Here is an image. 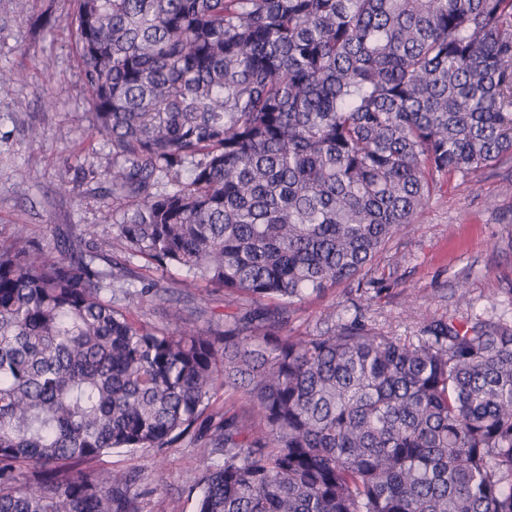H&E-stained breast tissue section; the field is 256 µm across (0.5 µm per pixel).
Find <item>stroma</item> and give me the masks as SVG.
Segmentation results:
<instances>
[{"mask_svg":"<svg viewBox=\"0 0 512 512\" xmlns=\"http://www.w3.org/2000/svg\"><path fill=\"white\" fill-rule=\"evenodd\" d=\"M71 11V0H0V69L23 73L0 96L2 239L21 228L51 248L72 229L103 233L110 199L102 174L112 157L102 138L85 134L92 107ZM248 305L218 293L192 317L222 325ZM478 318L512 321V156L475 177L441 182L358 281L292 305L288 332L312 336L356 320L415 342L430 322L462 326ZM201 460L200 449L177 445L158 457L116 449L98 466L137 474L142 512H197L189 486Z\"/></svg>","mask_w":512,"mask_h":512,"instance_id":"35a3bbf8","label":"stroma"}]
</instances>
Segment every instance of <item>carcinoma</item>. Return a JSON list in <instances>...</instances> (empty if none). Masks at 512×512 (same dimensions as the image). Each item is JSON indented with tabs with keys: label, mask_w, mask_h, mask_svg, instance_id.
<instances>
[{
	"label": "carcinoma",
	"mask_w": 512,
	"mask_h": 512,
	"mask_svg": "<svg viewBox=\"0 0 512 512\" xmlns=\"http://www.w3.org/2000/svg\"><path fill=\"white\" fill-rule=\"evenodd\" d=\"M72 2L109 230L0 239V512H142L99 458L183 440L198 512H512L511 323L287 331L512 155V0ZM171 268L251 307L201 327Z\"/></svg>",
	"instance_id": "obj_1"
}]
</instances>
